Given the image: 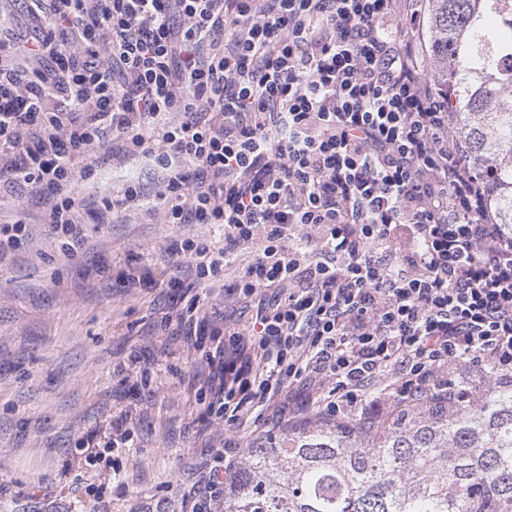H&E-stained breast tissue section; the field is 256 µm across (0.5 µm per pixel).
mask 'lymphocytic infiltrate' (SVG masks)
<instances>
[{
    "label": "lymphocytic infiltrate",
    "instance_id": "lymphocytic-infiltrate-1",
    "mask_svg": "<svg viewBox=\"0 0 512 512\" xmlns=\"http://www.w3.org/2000/svg\"><path fill=\"white\" fill-rule=\"evenodd\" d=\"M33 3L39 27L0 37V189L76 255V184L112 135L163 170V223L221 229L170 249L200 286L250 246L239 297L277 291L207 352L210 413L313 377L329 416L441 410L512 377V236L427 75L422 0Z\"/></svg>",
    "mask_w": 512,
    "mask_h": 512
}]
</instances>
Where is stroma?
Returning a JSON list of instances; mask_svg holds the SVG:
<instances>
[{"instance_id": "1", "label": "stroma", "mask_w": 512, "mask_h": 512, "mask_svg": "<svg viewBox=\"0 0 512 512\" xmlns=\"http://www.w3.org/2000/svg\"><path fill=\"white\" fill-rule=\"evenodd\" d=\"M94 185L77 183L85 239L76 257L41 224L43 203L0 193V222L25 213L29 235L0 261V512H200V489L221 460L243 461L269 431L272 409L237 419L211 416L200 400L214 368L205 353L218 339L169 335L166 315L198 293L126 288L123 271L169 267L166 248L186 236L219 240L209 224H166L154 192L160 168L95 151ZM148 194L150 212L118 210L92 219L102 196L129 179ZM253 249L233 252L222 284L208 289L206 312L245 325L251 307L230 288ZM131 432L133 445L113 448Z\"/></svg>"}]
</instances>
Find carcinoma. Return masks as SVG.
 Returning <instances> with one entry per match:
<instances>
[{"label": "carcinoma", "instance_id": "carcinoma-1", "mask_svg": "<svg viewBox=\"0 0 512 512\" xmlns=\"http://www.w3.org/2000/svg\"><path fill=\"white\" fill-rule=\"evenodd\" d=\"M430 79L512 229V0H428ZM224 512H512V384L376 427L326 419L249 443Z\"/></svg>", "mask_w": 512, "mask_h": 512}]
</instances>
